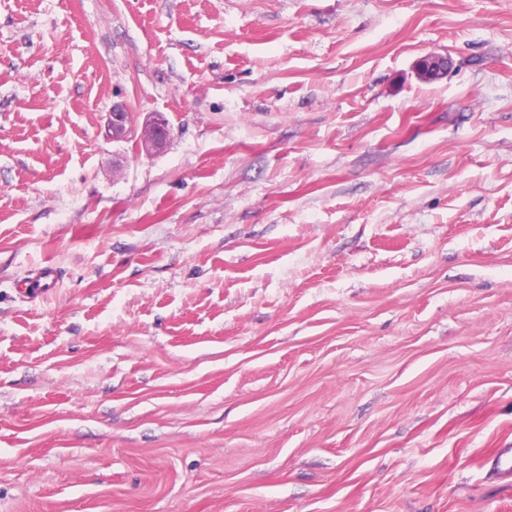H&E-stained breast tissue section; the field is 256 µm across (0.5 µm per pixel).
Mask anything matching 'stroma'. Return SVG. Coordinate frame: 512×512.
<instances>
[{
	"label": "stroma",
	"mask_w": 512,
	"mask_h": 512,
	"mask_svg": "<svg viewBox=\"0 0 512 512\" xmlns=\"http://www.w3.org/2000/svg\"><path fill=\"white\" fill-rule=\"evenodd\" d=\"M508 457L512 0H0V512H512ZM107 128L112 141L127 139L131 131V116L125 103H118L112 106V112L108 114ZM147 123L153 127L154 133L152 137L146 139L145 146L147 150H160L169 138L167 121L161 114H154L147 119Z\"/></svg>",
	"instance_id": "obj_1"
}]
</instances>
